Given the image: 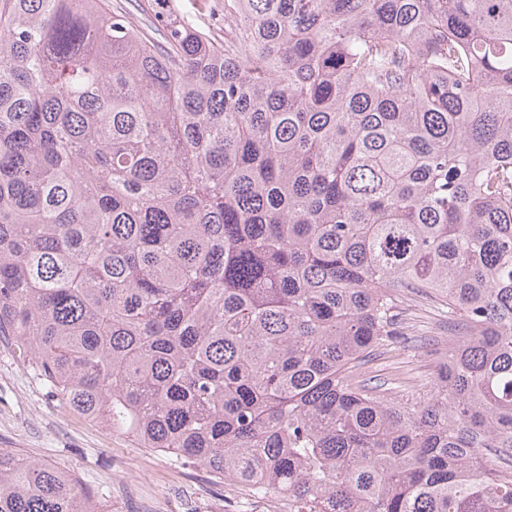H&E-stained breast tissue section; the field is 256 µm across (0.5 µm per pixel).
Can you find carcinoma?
I'll list each match as a JSON object with an SVG mask.
<instances>
[{"mask_svg": "<svg viewBox=\"0 0 512 512\" xmlns=\"http://www.w3.org/2000/svg\"><path fill=\"white\" fill-rule=\"evenodd\" d=\"M0 0V338L288 512H512V0ZM448 344L423 396L356 376ZM0 512H103L0 451Z\"/></svg>", "mask_w": 512, "mask_h": 512, "instance_id": "1", "label": "carcinoma"}]
</instances>
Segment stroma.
<instances>
[{
    "instance_id": "35a3bbf8",
    "label": "stroma",
    "mask_w": 512,
    "mask_h": 512,
    "mask_svg": "<svg viewBox=\"0 0 512 512\" xmlns=\"http://www.w3.org/2000/svg\"><path fill=\"white\" fill-rule=\"evenodd\" d=\"M424 350L394 349L365 365L362 378H395L421 390L435 372ZM0 449L68 469L106 512H288L282 497H257L205 469L138 447L134 439L60 405L29 364L0 343Z\"/></svg>"
}]
</instances>
